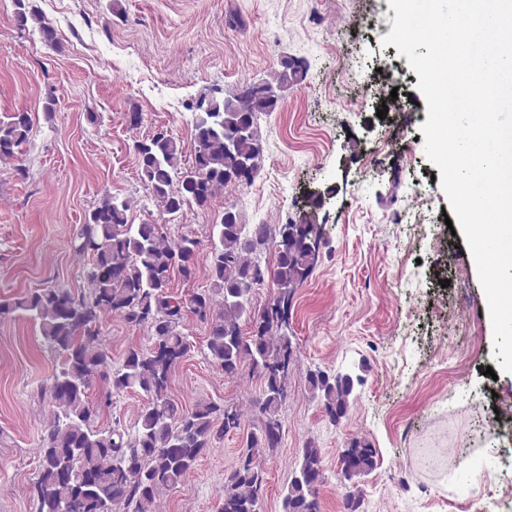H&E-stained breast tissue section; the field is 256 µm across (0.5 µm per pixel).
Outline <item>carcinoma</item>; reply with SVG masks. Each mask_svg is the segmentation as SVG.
<instances>
[{"label": "carcinoma", "mask_w": 512, "mask_h": 512, "mask_svg": "<svg viewBox=\"0 0 512 512\" xmlns=\"http://www.w3.org/2000/svg\"><path fill=\"white\" fill-rule=\"evenodd\" d=\"M14 5L19 31L37 33L46 45L63 50L37 0H14ZM306 71L288 59L281 70L238 93L213 86L191 99L192 164L184 165L182 144L164 129L133 145L140 183L158 203L160 218L131 224L130 200L103 192L70 238L74 254L85 259L86 288L77 293L38 288L0 299V321L26 317L62 359L44 387L53 413L36 448V512H160L169 492L229 433L239 435L241 449L224 480L219 512H261L264 457L282 443V408L294 357L288 306L316 264L323 197L310 196L297 221L277 226L245 224L235 205H228L220 222L210 225L206 241L189 234L174 237L165 226L185 207L206 209L227 186L252 182L263 154L258 119L277 109L275 90L300 83ZM33 130V114L26 110L0 116V167L17 181L29 178L22 149ZM271 247L277 252L272 269L261 258ZM202 260L209 286L184 296L172 292L173 276L195 279ZM267 280L276 298L257 309L252 290ZM106 315L144 329L150 342L145 349L129 346L116 369L99 331ZM194 321L206 330V358L225 377L237 378L247 368L261 379L263 388L250 402L258 425L245 426L237 404L202 399L187 409L171 396L170 377L191 351L187 326ZM244 323L250 326L247 334ZM101 381L108 386L103 402L93 398ZM307 381L329 422L336 425L346 417L354 391L350 374L318 368L309 371ZM128 393L143 400L133 424H99L100 404L109 406L112 397ZM353 447L357 453L343 452L344 481L376 464L370 444L357 441ZM324 481L321 449L310 441L281 494V512H320Z\"/></svg>", "instance_id": "cac0c4a2"}]
</instances>
